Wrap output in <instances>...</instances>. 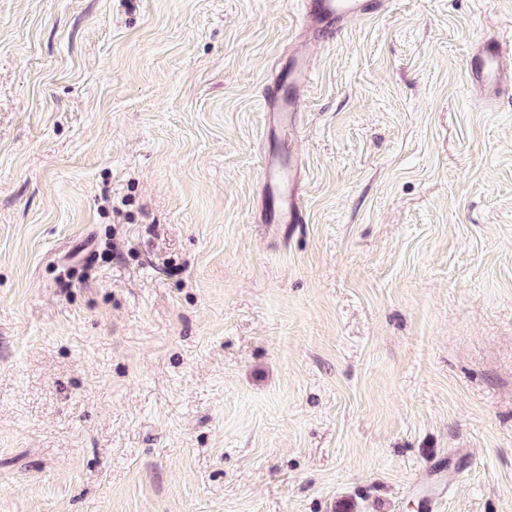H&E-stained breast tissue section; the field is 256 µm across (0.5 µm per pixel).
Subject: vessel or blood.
Returning a JSON list of instances; mask_svg holds the SVG:
<instances>
[{"mask_svg":"<svg viewBox=\"0 0 512 512\" xmlns=\"http://www.w3.org/2000/svg\"><path fill=\"white\" fill-rule=\"evenodd\" d=\"M302 15L307 30L315 39H329L352 19H368L383 10L385 0H305ZM512 58V39L496 37L474 43L466 62V81L473 95L484 106H495L502 97L512 98V70L504 62ZM311 77V65L305 53H297L290 61L282 84L264 92L267 126L277 136L294 128L302 112ZM304 173L300 154L285 148L271 149L263 157L260 198L272 201L274 207L265 212L270 224H302L306 216L300 202Z\"/></svg>","mask_w":512,"mask_h":512,"instance_id":"vessel-or-blood-1","label":"vessel or blood"}]
</instances>
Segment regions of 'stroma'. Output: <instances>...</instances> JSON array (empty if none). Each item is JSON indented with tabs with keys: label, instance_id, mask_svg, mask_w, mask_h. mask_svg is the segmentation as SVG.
<instances>
[{
	"label": "stroma",
	"instance_id": "1",
	"mask_svg": "<svg viewBox=\"0 0 512 512\" xmlns=\"http://www.w3.org/2000/svg\"><path fill=\"white\" fill-rule=\"evenodd\" d=\"M0 0V512H512V0ZM307 4L302 18L315 39L336 36L339 28L352 19H368L383 10L385 0H304ZM512 56V39L496 37L474 43L466 62L467 85L485 107L495 106L508 96L512 100V71L504 61ZM310 77L309 57L299 52L290 61L282 84L268 87L264 91L268 132L272 136L294 128L298 114L303 112ZM260 199L262 207L267 200L274 203L270 211H264L267 224H302L306 216L300 202L301 183L304 173L299 153L288 147L269 149L263 157Z\"/></svg>",
	"mask_w": 512,
	"mask_h": 512
}]
</instances>
